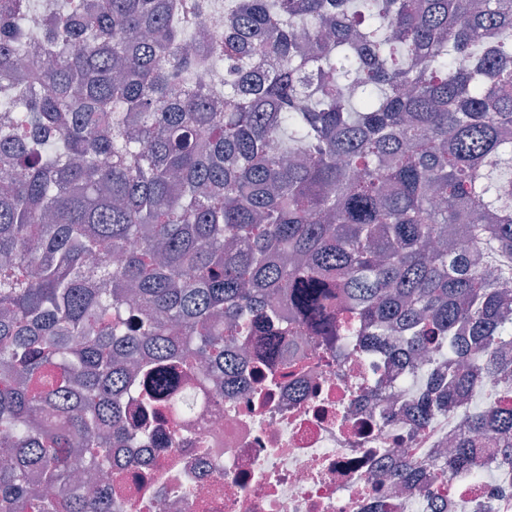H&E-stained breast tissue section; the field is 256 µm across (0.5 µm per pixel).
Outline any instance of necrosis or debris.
<instances>
[{
	"instance_id": "4bbe7bcc",
	"label": "necrosis or debris",
	"mask_w": 512,
	"mask_h": 512,
	"mask_svg": "<svg viewBox=\"0 0 512 512\" xmlns=\"http://www.w3.org/2000/svg\"><path fill=\"white\" fill-rule=\"evenodd\" d=\"M294 372L240 385L216 395L196 388L191 416L167 417L164 437L173 448L130 449L137 474L165 470L147 486L130 479L137 512H161L160 504L184 485L195 488L184 512H427L425 499L389 491L382 467L388 459L424 461V482L448 512H461L464 483L440 461L461 431L454 414L411 426L399 405L428 388L420 372L406 375L392 359L303 341ZM378 387L376 400L363 397ZM481 482L485 501L512 512V463L486 449Z\"/></svg>"
}]
</instances>
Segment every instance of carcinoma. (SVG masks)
Returning a JSON list of instances; mask_svg holds the SVG:
<instances>
[{"label":"carcinoma","instance_id":"cac0c4a2","mask_svg":"<svg viewBox=\"0 0 512 512\" xmlns=\"http://www.w3.org/2000/svg\"><path fill=\"white\" fill-rule=\"evenodd\" d=\"M30 8L0 0V512H128L87 483L186 411L170 370L222 393L231 348L308 336L447 348L407 413L484 394L445 457L479 484L476 443L512 449V0Z\"/></svg>","mask_w":512,"mask_h":512}]
</instances>
